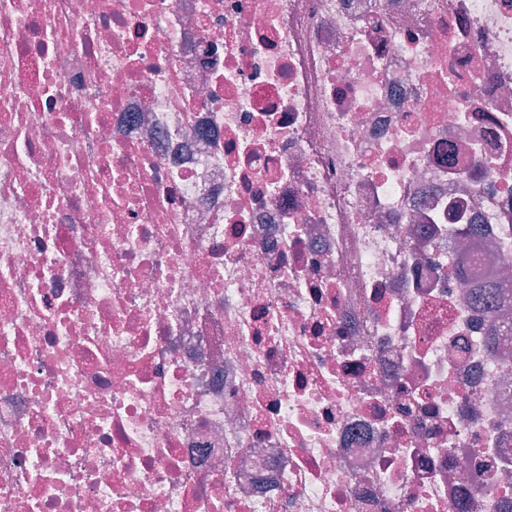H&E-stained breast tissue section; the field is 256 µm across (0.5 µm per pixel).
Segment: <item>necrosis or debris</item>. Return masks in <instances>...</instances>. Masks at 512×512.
<instances>
[{
  "label": "necrosis or debris",
  "instance_id": "4bbe7bcc",
  "mask_svg": "<svg viewBox=\"0 0 512 512\" xmlns=\"http://www.w3.org/2000/svg\"><path fill=\"white\" fill-rule=\"evenodd\" d=\"M490 251L512 0H0V512H512Z\"/></svg>",
  "mask_w": 512,
  "mask_h": 512
}]
</instances>
